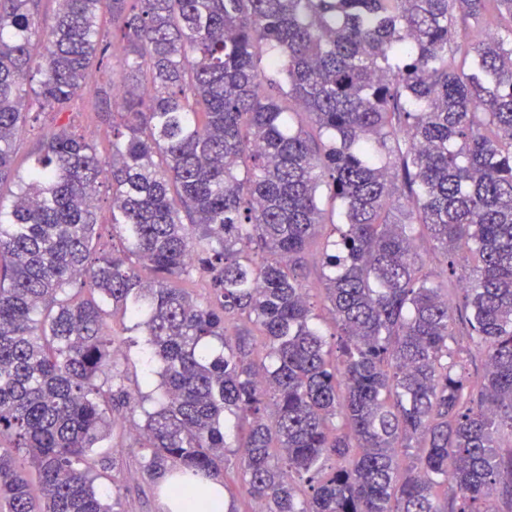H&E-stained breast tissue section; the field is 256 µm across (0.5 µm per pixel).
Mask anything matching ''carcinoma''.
<instances>
[{
  "instance_id": "obj_1",
  "label": "carcinoma",
  "mask_w": 512,
  "mask_h": 512,
  "mask_svg": "<svg viewBox=\"0 0 512 512\" xmlns=\"http://www.w3.org/2000/svg\"><path fill=\"white\" fill-rule=\"evenodd\" d=\"M36 5L0 0V184L16 186L0 201V509L116 512L120 487L95 485L131 398L110 306L162 391L142 409L149 480L177 466L196 494L243 428L263 512L511 510L512 0H57L44 29ZM107 13L112 160L56 124L19 173L32 104L70 111ZM105 181L120 246L96 249ZM322 190L341 205L333 240ZM191 275L207 301L173 286Z\"/></svg>"
}]
</instances>
